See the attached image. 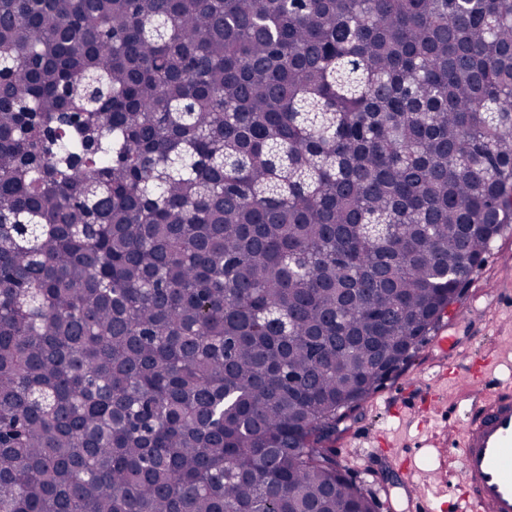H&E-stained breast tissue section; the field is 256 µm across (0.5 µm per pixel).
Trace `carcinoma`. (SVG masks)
I'll list each match as a JSON object with an SVG mask.
<instances>
[{"mask_svg":"<svg viewBox=\"0 0 512 512\" xmlns=\"http://www.w3.org/2000/svg\"><path fill=\"white\" fill-rule=\"evenodd\" d=\"M507 224L512 0H0V512H377Z\"/></svg>","mask_w":512,"mask_h":512,"instance_id":"1","label":"carcinoma"}]
</instances>
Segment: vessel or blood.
Wrapping results in <instances>:
<instances>
[{"mask_svg": "<svg viewBox=\"0 0 512 512\" xmlns=\"http://www.w3.org/2000/svg\"><path fill=\"white\" fill-rule=\"evenodd\" d=\"M465 418L448 437L446 453L459 469L456 512H512V382L481 374L470 388ZM411 512H431L432 500L408 470Z\"/></svg>", "mask_w": 512, "mask_h": 512, "instance_id": "vessel-or-blood-1", "label": "vessel or blood"}]
</instances>
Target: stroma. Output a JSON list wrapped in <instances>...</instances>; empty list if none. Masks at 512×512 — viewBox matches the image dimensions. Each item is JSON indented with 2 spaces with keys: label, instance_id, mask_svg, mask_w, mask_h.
Here are the masks:
<instances>
[{
  "label": "stroma",
  "instance_id": "1",
  "mask_svg": "<svg viewBox=\"0 0 512 512\" xmlns=\"http://www.w3.org/2000/svg\"><path fill=\"white\" fill-rule=\"evenodd\" d=\"M512 292V225L496 239L483 267L461 300L451 306L435 335L425 338L414 360L365 402L336 439V452L349 478L391 512H408L402 463L414 456L421 478L433 491L434 512H448V480L453 466L438 449L466 410L470 364L478 356L495 358L501 376L512 373V315L499 312L495 299ZM450 336L447 357L454 380L431 386L413 381L434 362L436 336Z\"/></svg>",
  "mask_w": 512,
  "mask_h": 512
}]
</instances>
